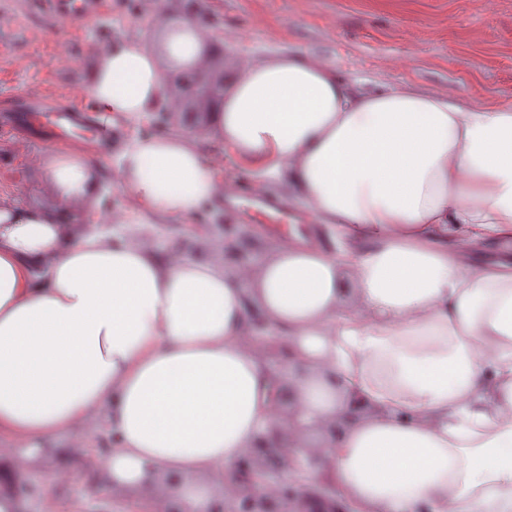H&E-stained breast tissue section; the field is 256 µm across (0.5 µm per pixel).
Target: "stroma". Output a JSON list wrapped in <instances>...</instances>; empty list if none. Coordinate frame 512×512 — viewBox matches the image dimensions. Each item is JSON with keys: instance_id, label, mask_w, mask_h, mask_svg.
<instances>
[{"instance_id": "35a3bbf8", "label": "stroma", "mask_w": 512, "mask_h": 512, "mask_svg": "<svg viewBox=\"0 0 512 512\" xmlns=\"http://www.w3.org/2000/svg\"><path fill=\"white\" fill-rule=\"evenodd\" d=\"M199 19L224 45V70L234 75L238 56L265 61L298 54L332 66L347 81L368 88L406 87L447 94L463 107L512 105V0H205ZM156 16L154 0H110L109 12L83 30L67 17L40 12L33 0H0V202L20 208L49 206L44 181L51 145L42 141L44 117L30 126L8 127L15 100L90 101L82 85L97 51L108 41L148 38ZM110 148L102 163L94 212L74 208L73 231L105 225L128 238L139 218L135 199L111 180L123 145L146 133V120L111 119ZM192 139L232 188L250 182L224 154L214 133ZM229 221L223 198L187 220L157 215L147 244L161 255L199 260L244 250L260 266L291 237L292 226L264 214ZM112 434L99 417L58 434L14 481L0 490L14 494L20 512H136L138 498L112 488L102 465ZM54 481H47V474Z\"/></svg>"}]
</instances>
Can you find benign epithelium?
Instances as JSON below:
<instances>
[{"label":"benign epithelium","mask_w":512,"mask_h":512,"mask_svg":"<svg viewBox=\"0 0 512 512\" xmlns=\"http://www.w3.org/2000/svg\"><path fill=\"white\" fill-rule=\"evenodd\" d=\"M215 49L195 67L168 79V98L155 112V125L181 127L195 131L206 126L207 112L223 99V48L215 40ZM247 335L270 336L266 319L256 309L250 311ZM295 397L288 382L276 383L273 404L280 443L273 445L259 437L244 449L233 467V479L219 494L211 496L205 512H348L336 508L334 488L316 466L324 463L325 449L311 452L305 476L286 479L282 473L297 466L292 440L300 433Z\"/></svg>","instance_id":"1"}]
</instances>
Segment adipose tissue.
Wrapping results in <instances>:
<instances>
[{
	"instance_id": "adipose-tissue-1",
	"label": "adipose tissue",
	"mask_w": 512,
	"mask_h": 512,
	"mask_svg": "<svg viewBox=\"0 0 512 512\" xmlns=\"http://www.w3.org/2000/svg\"><path fill=\"white\" fill-rule=\"evenodd\" d=\"M207 39L170 14L152 40L108 44L84 90L133 121L193 67ZM207 127L239 165L287 180L336 248L291 240L249 285L223 262L160 257L105 232L73 233L96 209L100 156L51 151L58 203H0V439L31 459L93 415L119 437L113 488L149 499L160 477L183 512L274 424L276 378L246 344L258 309L304 373L292 390L305 458L336 422L326 470L349 512H512V105L350 83L319 60L241 61ZM117 164L144 216L193 218L223 191L186 135L135 140ZM498 245L493 261L459 247ZM368 414L344 416L351 398Z\"/></svg>"
}]
</instances>
